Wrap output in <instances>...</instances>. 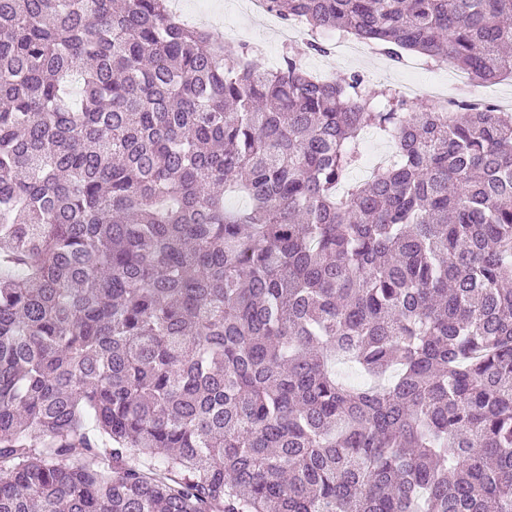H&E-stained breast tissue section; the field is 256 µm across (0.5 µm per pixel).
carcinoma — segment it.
Here are the masks:
<instances>
[{
    "mask_svg": "<svg viewBox=\"0 0 512 512\" xmlns=\"http://www.w3.org/2000/svg\"><path fill=\"white\" fill-rule=\"evenodd\" d=\"M266 5L512 75V0ZM0 512H512V112L0 0Z\"/></svg>",
    "mask_w": 512,
    "mask_h": 512,
    "instance_id": "obj_1",
    "label": "carcinoma"
}]
</instances>
